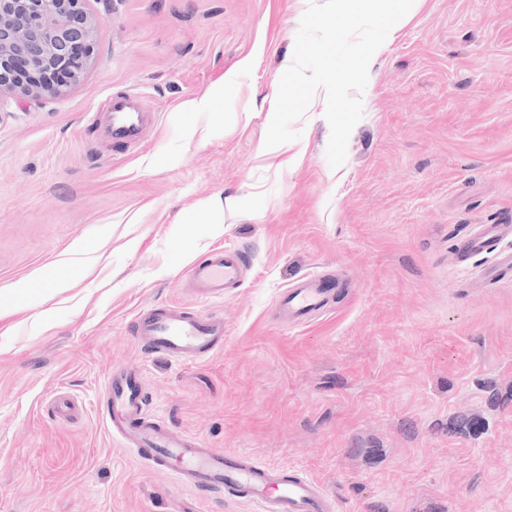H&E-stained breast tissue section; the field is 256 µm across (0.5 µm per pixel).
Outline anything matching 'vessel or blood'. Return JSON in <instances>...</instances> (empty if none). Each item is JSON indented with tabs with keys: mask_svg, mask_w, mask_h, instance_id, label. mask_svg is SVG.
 I'll return each instance as SVG.
<instances>
[{
	"mask_svg": "<svg viewBox=\"0 0 512 512\" xmlns=\"http://www.w3.org/2000/svg\"><path fill=\"white\" fill-rule=\"evenodd\" d=\"M107 110L113 141L136 143L143 129L139 98L112 97ZM510 237L511 224L484 225L460 241L457 261L465 263L491 243ZM245 264L239 250L217 249L190 268L189 278L199 297L220 298L241 281ZM330 298L324 276H302L282 293L280 318L286 323L306 322L326 307ZM134 333L152 350L188 362L218 350L224 342V320L194 315L176 306L156 307L137 315ZM105 393L104 422L112 437L149 466L170 470L181 484L203 490L233 489L238 498L250 501L259 512H332L327 494L314 481L288 475L284 468L259 463L244 454L205 447L195 436L175 433L164 419L147 410L138 366L112 368Z\"/></svg>",
	"mask_w": 512,
	"mask_h": 512,
	"instance_id": "vessel-or-blood-1",
	"label": "vessel or blood"
}]
</instances>
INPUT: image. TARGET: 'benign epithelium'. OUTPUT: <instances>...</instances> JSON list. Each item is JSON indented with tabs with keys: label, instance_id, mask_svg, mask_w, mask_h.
Here are the masks:
<instances>
[{
	"label": "benign epithelium",
	"instance_id": "benign-epithelium-1",
	"mask_svg": "<svg viewBox=\"0 0 512 512\" xmlns=\"http://www.w3.org/2000/svg\"><path fill=\"white\" fill-rule=\"evenodd\" d=\"M89 0H0V96L38 99L79 82L101 20Z\"/></svg>",
	"mask_w": 512,
	"mask_h": 512
}]
</instances>
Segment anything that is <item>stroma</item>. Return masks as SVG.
<instances>
[{"mask_svg":"<svg viewBox=\"0 0 512 512\" xmlns=\"http://www.w3.org/2000/svg\"><path fill=\"white\" fill-rule=\"evenodd\" d=\"M310 0H92L94 62L64 95L0 97V512H255L138 460L101 418L117 365L143 371L175 432L319 483L333 512H512V275L495 250L454 263L484 224H512V0H417L374 54L345 163L326 98L265 138L270 96ZM212 110L194 100L223 78ZM141 95L140 142L93 124ZM91 265L45 272L72 248ZM248 257L223 298L189 268ZM344 287L307 323L281 293ZM186 306L224 344L178 362L136 315Z\"/></svg>","mask_w":512,"mask_h":512,"instance_id":"stroma-1","label":"stroma"}]
</instances>
